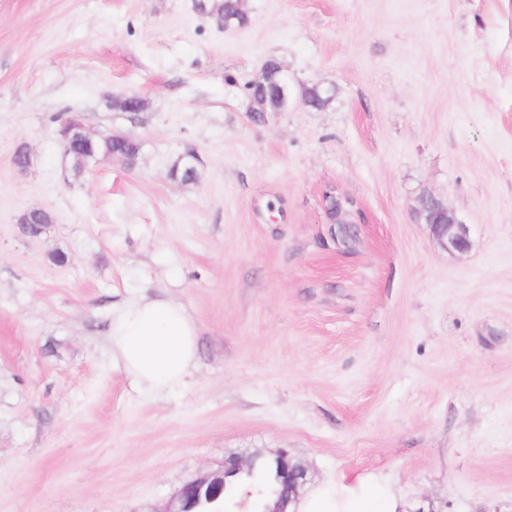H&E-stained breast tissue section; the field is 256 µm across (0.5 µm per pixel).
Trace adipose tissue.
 Here are the masks:
<instances>
[{
  "instance_id": "adipose-tissue-1",
  "label": "adipose tissue",
  "mask_w": 512,
  "mask_h": 512,
  "mask_svg": "<svg viewBox=\"0 0 512 512\" xmlns=\"http://www.w3.org/2000/svg\"><path fill=\"white\" fill-rule=\"evenodd\" d=\"M112 350L125 370L149 392L182 385L197 355V327L183 304L142 300L125 310L111 329ZM379 481L341 478L309 492L296 512H397Z\"/></svg>"
}]
</instances>
